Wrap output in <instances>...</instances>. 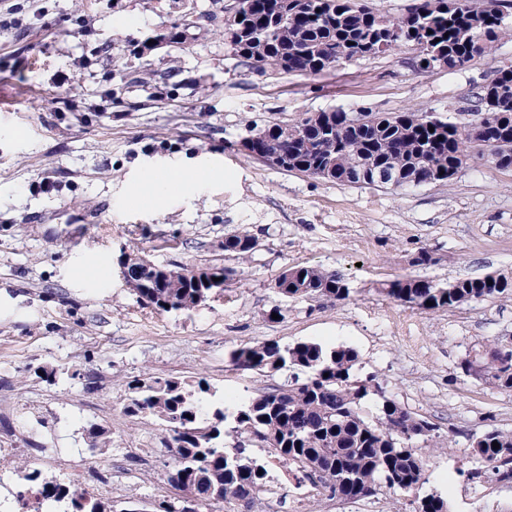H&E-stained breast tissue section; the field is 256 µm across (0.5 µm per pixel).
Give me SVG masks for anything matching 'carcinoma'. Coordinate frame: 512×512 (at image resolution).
Listing matches in <instances>:
<instances>
[{"instance_id": "obj_1", "label": "carcinoma", "mask_w": 512, "mask_h": 512, "mask_svg": "<svg viewBox=\"0 0 512 512\" xmlns=\"http://www.w3.org/2000/svg\"><path fill=\"white\" fill-rule=\"evenodd\" d=\"M248 8L224 16V37L234 54L260 69L315 75L342 60L372 55V45L385 42L383 53L408 45L428 55L433 65L457 68L454 58L481 41L478 56L512 34L504 11L512 0H433L423 13L408 10L398 17L372 11L362 0H246ZM473 111L489 115L490 156L512 164V64L494 71L480 87ZM343 110L322 112L293 123H272L249 129L251 150L284 152L282 170L364 187H411L430 178L451 182L469 156L470 139L459 127L433 111L365 113L354 124ZM434 131H429V128ZM255 237L244 232L224 239V251L244 259ZM235 271L220 266L168 270L161 288L133 292L159 313L192 311L204 304L201 290L213 278L230 279ZM492 284H487V281ZM286 297L348 298L347 282L316 267L286 269L276 283ZM382 291L394 300L423 311L452 310L488 299H512V277L488 274L457 279L442 288L429 280L398 279ZM432 305H426V302ZM232 361L245 369L290 371L288 386L242 400L228 413L211 403L214 392L200 377L146 373L128 383L124 412L161 421L171 432L166 447L173 465L164 478L177 489L191 485L203 499L219 492L226 501L242 502L258 512L267 491L269 471L252 453L264 442L268 452L293 466L305 479L316 478L332 498L360 499L377 493V486L415 490L423 476V458L416 441L430 436L435 425L419 419L385 395L375 375L356 377L357 352L349 346L328 348L317 342L243 344ZM484 378L512 391V349L494 347L482 360ZM381 398L369 420L363 404ZM232 420L230 429L225 422ZM236 438L230 447L224 437ZM498 443L495 449L492 443ZM475 466L468 470L474 484L512 483V431L491 430L472 444ZM26 493L41 504L63 503L64 512H104L76 480L49 481L30 461L17 465Z\"/></svg>"}]
</instances>
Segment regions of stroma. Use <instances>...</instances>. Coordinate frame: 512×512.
<instances>
[{
    "label": "stroma",
    "instance_id": "35a3bbf8",
    "mask_svg": "<svg viewBox=\"0 0 512 512\" xmlns=\"http://www.w3.org/2000/svg\"><path fill=\"white\" fill-rule=\"evenodd\" d=\"M0 12V458L26 455L49 480L76 479L110 512H153L177 492L161 476L170 434L125 415L128 381L206 378L225 407L287 385V371L237 367L245 342L345 345L358 376L435 424L404 493L340 500L341 512H512V485L471 483V441L512 431V392L463 375V358L512 340V299L425 312L383 283L512 276V170L472 159L446 185L393 190L286 172L240 148L249 126L318 112L427 109L475 121V94L512 38L465 66L421 68L408 47L317 75L260 70L235 56L213 0H8ZM179 40H171V33ZM165 36L159 48L149 40ZM145 44L134 54L132 43ZM208 167L209 180L141 199L150 163ZM257 240L246 259L228 235ZM161 265L234 269L223 294L159 314L123 281L122 252ZM432 260L416 263L420 250ZM292 266L342 275L343 301L286 298ZM279 318H271L272 310ZM110 440L92 448L89 424Z\"/></svg>",
    "mask_w": 512,
    "mask_h": 512
}]
</instances>
